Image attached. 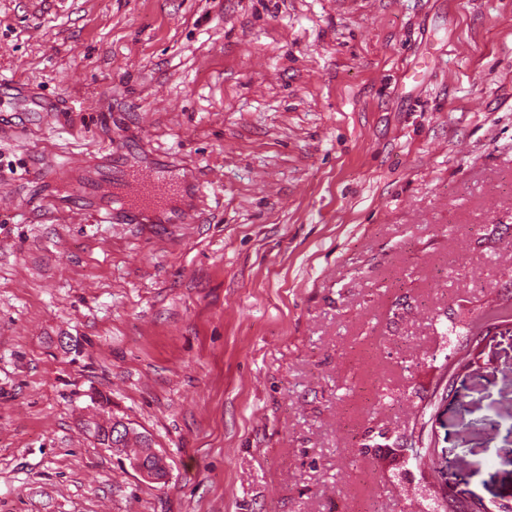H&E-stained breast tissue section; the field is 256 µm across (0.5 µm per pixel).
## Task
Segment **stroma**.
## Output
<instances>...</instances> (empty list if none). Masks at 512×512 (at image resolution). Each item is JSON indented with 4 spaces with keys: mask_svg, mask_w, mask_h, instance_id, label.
I'll use <instances>...</instances> for the list:
<instances>
[{
    "mask_svg": "<svg viewBox=\"0 0 512 512\" xmlns=\"http://www.w3.org/2000/svg\"><path fill=\"white\" fill-rule=\"evenodd\" d=\"M0 115V512H416L417 426L512 502V323L447 362L512 303V0H0ZM147 163L216 180L109 224L33 174Z\"/></svg>",
    "mask_w": 512,
    "mask_h": 512,
    "instance_id": "35a3bbf8",
    "label": "stroma"
}]
</instances>
